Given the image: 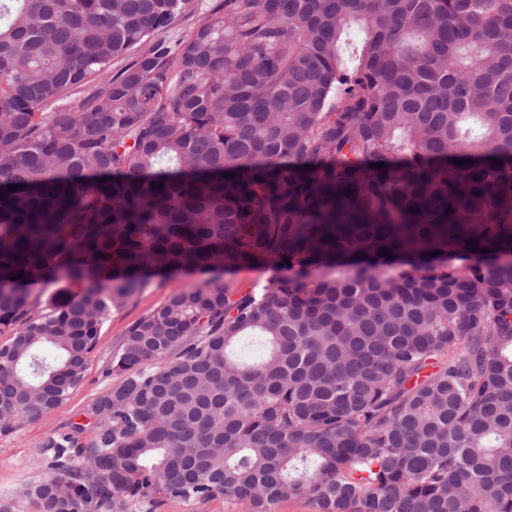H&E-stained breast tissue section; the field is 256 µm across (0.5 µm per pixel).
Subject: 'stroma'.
Wrapping results in <instances>:
<instances>
[{
    "label": "stroma",
    "instance_id": "1",
    "mask_svg": "<svg viewBox=\"0 0 512 512\" xmlns=\"http://www.w3.org/2000/svg\"><path fill=\"white\" fill-rule=\"evenodd\" d=\"M202 281L198 274H175L158 278L144 288L126 308L111 312L101 328L97 350L91 356L81 384L69 400L48 414L21 420L10 432L0 433V499L13 503L16 512H30L27 488L44 473L41 449L50 436L85 423V413L95 398L119 383L112 373V355L128 326L146 312L163 304L171 295Z\"/></svg>",
    "mask_w": 512,
    "mask_h": 512
}]
</instances>
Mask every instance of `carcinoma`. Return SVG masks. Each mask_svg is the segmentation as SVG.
<instances>
[{"label": "carcinoma", "instance_id": "carcinoma-1", "mask_svg": "<svg viewBox=\"0 0 512 512\" xmlns=\"http://www.w3.org/2000/svg\"><path fill=\"white\" fill-rule=\"evenodd\" d=\"M198 8L0 0V431L154 277L271 272L134 321L30 504L512 512V0H217L157 38ZM199 3L201 4V8L198 9L196 14L160 31L158 37L170 42H175L176 40L188 37L193 28L199 25L200 22L208 15L209 6L216 3V0H199ZM135 510L136 512H247L242 504L235 500L224 499L222 495L203 504L195 501L167 500L158 507H153L149 500H146L137 505Z\"/></svg>", "mask_w": 512, "mask_h": 512}]
</instances>
